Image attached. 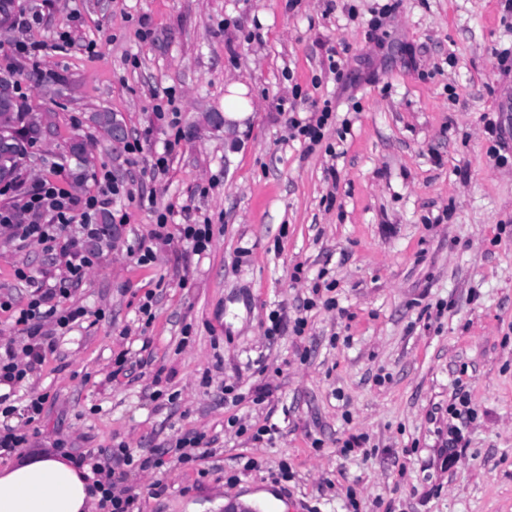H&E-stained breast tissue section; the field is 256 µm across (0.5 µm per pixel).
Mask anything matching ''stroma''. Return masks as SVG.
Returning <instances> with one entry per match:
<instances>
[{"instance_id": "35a3bbf8", "label": "stroma", "mask_w": 512, "mask_h": 512, "mask_svg": "<svg viewBox=\"0 0 512 512\" xmlns=\"http://www.w3.org/2000/svg\"><path fill=\"white\" fill-rule=\"evenodd\" d=\"M39 21L0 34L49 43L20 63L49 130L24 182L74 194L68 153L133 193L127 218L62 308L86 310L15 388L11 461L127 443L149 456L203 435L205 456L132 470L142 512H512V11L504 0H15ZM392 5L382 14L383 5ZM343 72L335 77L330 61ZM69 91L48 101L36 76ZM251 107L232 136L214 115L230 86ZM171 92L156 117L155 97ZM331 100L307 147L288 119ZM123 119L140 152L92 120ZM164 174L143 172L165 141ZM170 241L135 250L157 213ZM184 224L213 229L196 253ZM65 255L0 235V295L25 307ZM24 269L31 284L15 273ZM321 301L305 308L314 286ZM153 293L151 316L139 307ZM273 312L289 325L269 337ZM305 318L303 333L292 320ZM128 352V370L114 359ZM477 417L449 456L456 387ZM48 396L26 423L29 395ZM274 425L254 442L228 423ZM363 443L345 450L354 436ZM287 463L290 481L271 474ZM165 491L154 496L153 483ZM69 154L75 160V168L71 173L74 184H81L87 177L89 156L84 140L74 138L69 146Z\"/></svg>"}]
</instances>
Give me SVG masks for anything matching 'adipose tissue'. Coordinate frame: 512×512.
<instances>
[{"label":"adipose tissue","mask_w":512,"mask_h":512,"mask_svg":"<svg viewBox=\"0 0 512 512\" xmlns=\"http://www.w3.org/2000/svg\"><path fill=\"white\" fill-rule=\"evenodd\" d=\"M95 502L65 459L43 456L0 469V512H92Z\"/></svg>","instance_id":"ef3b65f1"}]
</instances>
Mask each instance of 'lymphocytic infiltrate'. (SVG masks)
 <instances>
[{"label": "lymphocytic infiltrate", "instance_id": "f902f5d3", "mask_svg": "<svg viewBox=\"0 0 512 512\" xmlns=\"http://www.w3.org/2000/svg\"><path fill=\"white\" fill-rule=\"evenodd\" d=\"M96 193L77 196L55 181L44 178L23 189L18 202L0 207V229L10 238L29 241L53 252L59 232L69 226L77 231L69 242L71 258L66 264V275L59 283L39 289L35 298L21 309L16 325L22 326L27 342L22 348L13 344L0 345V385L15 386L24 381L34 365L43 360L46 350L54 349L56 338L43 332V320H53L60 331H68L84 315L83 308L60 310L59 303L68 293L71 284L81 282L98 256V244L110 241L112 227L100 223L114 196L124 187L103 173L96 179ZM75 466L87 469L91 484L90 493L99 495L100 506L105 512H141L140 494L125 480L127 468L140 464L144 469H159L165 464L163 452L157 451L142 461H134L125 443L100 448L87 453L72 454Z\"/></svg>", "mask_w": 512, "mask_h": 512}]
</instances>
